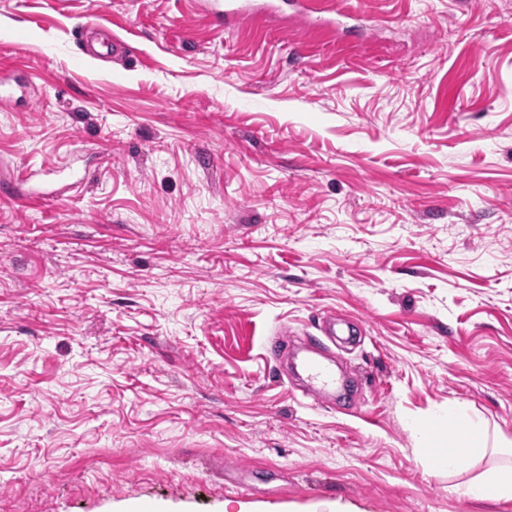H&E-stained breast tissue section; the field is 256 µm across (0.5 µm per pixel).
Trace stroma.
I'll return each mask as SVG.
<instances>
[{"instance_id":"1","label":"stroma","mask_w":512,"mask_h":512,"mask_svg":"<svg viewBox=\"0 0 512 512\" xmlns=\"http://www.w3.org/2000/svg\"><path fill=\"white\" fill-rule=\"evenodd\" d=\"M194 2L0 0V512H512L415 430L512 439V0ZM327 312L317 404L265 344ZM249 0H198L199 13L211 24L216 26L234 25L242 16L252 14L259 26L269 29L270 22L288 17L282 4L285 1H266L255 8ZM28 93L26 83L14 73L0 71V104H11ZM419 430L424 435L432 434L428 452L435 467L448 475L466 471L500 449L488 448V424L461 404L449 405L447 411L431 417Z\"/></svg>"}]
</instances>
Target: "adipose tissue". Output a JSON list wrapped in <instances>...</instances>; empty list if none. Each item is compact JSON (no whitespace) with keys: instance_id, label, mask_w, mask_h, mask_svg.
Listing matches in <instances>:
<instances>
[{"instance_id":"obj_1","label":"adipose tissue","mask_w":512,"mask_h":512,"mask_svg":"<svg viewBox=\"0 0 512 512\" xmlns=\"http://www.w3.org/2000/svg\"><path fill=\"white\" fill-rule=\"evenodd\" d=\"M420 431L433 437L428 452L435 467L451 475L466 471L474 462L484 459L490 447L504 444L500 436L490 435L484 420L460 404L431 417ZM453 491L472 500L512 498V461L503 459L493 463L485 473L464 485L454 486Z\"/></svg>"}]
</instances>
